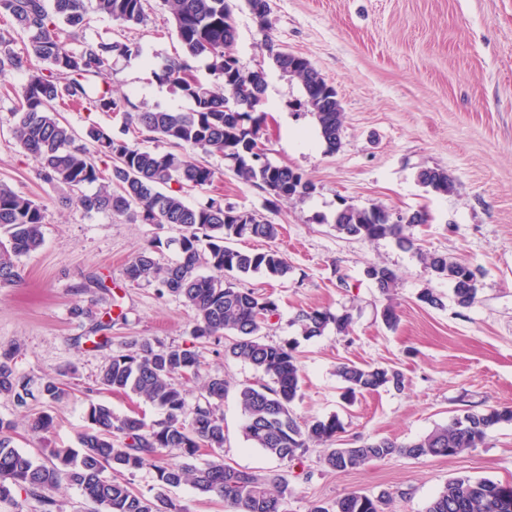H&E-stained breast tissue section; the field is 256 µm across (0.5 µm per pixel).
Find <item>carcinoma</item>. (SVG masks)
Returning a JSON list of instances; mask_svg holds the SVG:
<instances>
[{
  "label": "carcinoma",
  "mask_w": 512,
  "mask_h": 512,
  "mask_svg": "<svg viewBox=\"0 0 512 512\" xmlns=\"http://www.w3.org/2000/svg\"><path fill=\"white\" fill-rule=\"evenodd\" d=\"M260 27L269 28V0H246ZM181 45V54L152 70L154 78L187 99L186 112L140 109L125 97H115L102 87L89 95L92 82L104 79L114 56L135 51L132 44L114 39L89 42L83 31L89 15H106L122 27L143 25L149 19L147 0H0V14L11 19V29L0 30V78L26 70L21 89L1 83L3 95L14 96L12 135L37 163L39 175L69 192V201L91 213H108L142 224H168L178 236L165 242H147L123 267L130 285L156 283L162 293L179 298L194 313L192 335L200 340L226 339L225 354L269 377L270 382L243 384L237 396L244 415L241 433L254 448L281 461H302L310 445H326L325 465L336 472L364 468L393 455L409 458H453L486 444L491 433L512 424L511 406L466 410L420 439L398 444L388 438H367L343 448L332 444L343 430L337 416L301 426L293 405L299 397L301 367L297 343H274L263 330L277 316L274 299L241 287L243 277L263 273L285 278L292 272L277 249L245 251L232 246L241 239L274 241L280 225L255 212L239 214L234 208L211 201L190 207L182 198L186 189L213 183L215 171L191 159L187 151L200 149L224 156L245 182L261 187L279 199L303 197L314 184L288 166L253 160L258 145V118L248 107L251 82L260 71L241 66L234 54V11L230 0H162ZM26 39L25 49H14L15 36ZM206 61L212 83L192 74L191 62ZM274 64L297 77L306 105L316 117L328 148L338 149L343 124L336 88L303 57L288 52L272 54ZM80 106L88 112H113L125 116L123 134L115 137L105 128L89 125L84 136L58 115V105ZM263 101L254 106L261 107ZM131 134L134 140L126 139ZM164 140L172 150L159 152L141 146ZM419 183L434 193H447L448 173L437 168L418 173ZM97 186L93 193L86 192ZM45 208L29 197L0 185V287L22 281L18 260L37 251L44 242ZM407 223L394 224L386 208L373 204L347 206L333 219L336 232L348 239L375 241L392 238L404 249L420 250L414 228L426 224L424 209L411 212ZM174 249L176 258L163 259V250ZM431 275L451 285L454 302L461 308L477 300L479 281L475 270L443 253H423ZM209 273H200L201 267ZM366 276L390 297L397 273L371 264ZM307 339L332 327L350 332L349 312L335 314L312 308L296 318ZM17 349L0 352V394L13 399L19 409L40 396L50 406L70 396L57 378L42 381L33 393L31 380L15 368ZM343 384L342 399L350 404L364 393L392 386L404 387L402 373L392 367L361 365L349 361L336 368ZM201 382L194 403L185 386ZM102 389L132 394L158 407L163 418L148 425L138 415L119 416L112 407L89 403L86 425L77 436V447L54 448L46 465L13 444V425L0 419V502L23 491L35 500L39 512H62L56 492L63 485L76 487L91 512H184L167 491L191 484L202 494L215 495L230 512H286L288 480L281 474H256L224 462V402L226 382L219 375H202L198 351L179 345H154L133 340L128 350L115 353L99 377ZM53 417L42 411L30 419V428L45 435ZM208 456L203 464L200 457ZM150 469L157 493L136 490L124 475ZM389 496L350 492L329 507L313 505L309 512H387ZM425 512H512V484L490 478L452 477L430 500Z\"/></svg>",
  "instance_id": "1"
}]
</instances>
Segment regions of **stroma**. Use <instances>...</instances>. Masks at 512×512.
I'll return each mask as SVG.
<instances>
[{
    "label": "stroma",
    "instance_id": "stroma-1",
    "mask_svg": "<svg viewBox=\"0 0 512 512\" xmlns=\"http://www.w3.org/2000/svg\"><path fill=\"white\" fill-rule=\"evenodd\" d=\"M235 10L234 53L243 67L264 70V104L258 112V144L268 160L312 180L302 198L271 200L241 180L222 154L194 150L216 172L214 182L188 191L184 200L200 206L216 200L255 211L281 227L272 242L245 240L239 247L282 251L292 267L284 279L261 273L245 287L275 298L279 316L268 340H298L302 387L293 405L305 421L338 416L340 444L388 438L408 443L449 422L459 410L512 406V0H269L270 30H262L245 0ZM146 24L120 29L93 15L87 40L125 37L135 53L113 59L107 82L115 95L137 106L184 112L189 103L159 84L153 69L180 45L161 0H150ZM305 57L338 92L344 119L341 146L328 150L315 118L303 105L300 80L281 72L271 50ZM14 100L0 98V183L45 208V237L34 253L21 257L23 280L0 288V348L19 346L16 369L33 381L53 377L68 383L70 396L51 408L53 428L45 442L32 444L31 414L0 395V418L14 422V444L50 462L51 449L73 447L90 401L113 412H139L146 422L161 411L134 395L102 393L100 372L127 342L148 339L196 349L207 374L224 376V459L246 471H276L288 478V512H308L353 491L388 492L389 512H424L427 502L455 476L487 477L512 483V425L496 429L486 446L453 458L395 456L364 468L336 472L310 448L303 464L289 465L251 447L242 437L237 387L259 379L251 365L226 356L215 341L194 339L193 313L156 284H126L124 265L152 238L176 236L167 224H132L105 213H88L65 203L58 187L37 174L35 161L16 145L10 129ZM425 168L447 171L454 189L426 191L417 175ZM383 205L398 214L420 208L430 219L415 235L420 251L447 253L479 269L474 305L458 307L447 281L433 278L420 252L392 240H348L334 228L343 206ZM399 276L393 297L381 294L365 275L370 264ZM109 281V291L82 292L89 277ZM444 297L432 309L418 301L424 288ZM396 300V329L381 312ZM91 307L111 321L112 344L100 349L86 336L90 323L72 315L75 305ZM326 307L349 310V335L327 330L302 340L295 317ZM391 366L405 378L403 389L384 387L341 398L336 367L345 361Z\"/></svg>",
    "mask_w": 512,
    "mask_h": 512
}]
</instances>
